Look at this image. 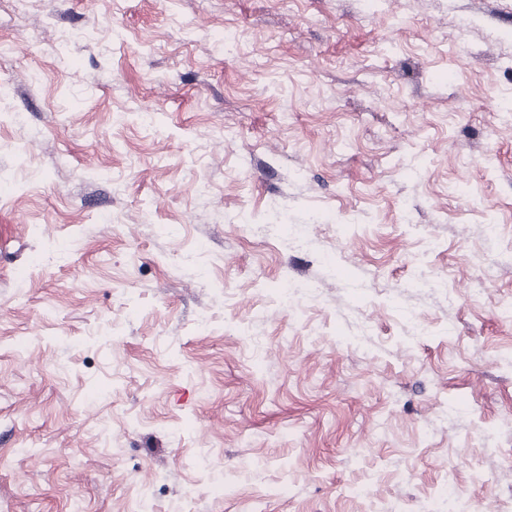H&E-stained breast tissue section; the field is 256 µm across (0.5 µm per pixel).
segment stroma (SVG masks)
<instances>
[{
  "label": "stroma",
  "instance_id": "obj_1",
  "mask_svg": "<svg viewBox=\"0 0 512 512\" xmlns=\"http://www.w3.org/2000/svg\"><path fill=\"white\" fill-rule=\"evenodd\" d=\"M0 89V512H512V0H0ZM427 512H467L469 507L454 484L448 483L426 508Z\"/></svg>",
  "mask_w": 512,
  "mask_h": 512
}]
</instances>
